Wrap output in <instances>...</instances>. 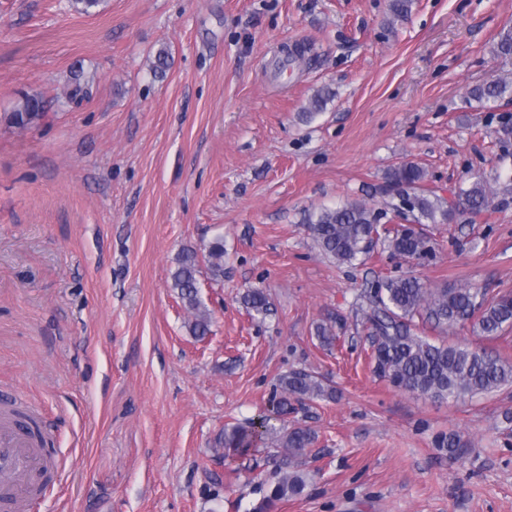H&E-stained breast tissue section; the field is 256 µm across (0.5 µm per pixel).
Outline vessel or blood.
Segmentation results:
<instances>
[{
  "label": "vessel or blood",
  "instance_id": "1",
  "mask_svg": "<svg viewBox=\"0 0 512 512\" xmlns=\"http://www.w3.org/2000/svg\"><path fill=\"white\" fill-rule=\"evenodd\" d=\"M46 449L17 418H0V504L28 512L42 482Z\"/></svg>",
  "mask_w": 512,
  "mask_h": 512
}]
</instances>
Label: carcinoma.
Instances as JSON below:
<instances>
[{
    "mask_svg": "<svg viewBox=\"0 0 512 512\" xmlns=\"http://www.w3.org/2000/svg\"><path fill=\"white\" fill-rule=\"evenodd\" d=\"M512 94V82L491 79L470 91L479 102H499ZM45 112L39 96H26L8 117L15 128L27 129ZM386 180L391 188L401 191L402 205L412 216L411 223L398 228L379 226L382 212L366 204L352 201L325 207L305 216V223L321 253L339 264L363 262L377 245L392 254L410 260H428L434 247L426 233L428 224H446L459 214L477 216L491 207L488 181L482 174L471 177L468 187L459 191L456 205L423 186L425 173L412 162L391 168ZM208 263L214 276L224 275V244L217 238L208 247ZM171 288L177 290L184 309L191 315L190 334L204 338L209 332L210 312L197 286L198 252L185 248L176 259ZM371 313L369 339L373 371L397 389L425 396L433 401L448 402L492 393L512 385V364L485 350L467 344L435 343L418 334L414 318L435 327H451L470 319L485 336H496L512 327V293L491 295L471 283L453 287L428 288L415 274L381 278L362 292ZM243 302L257 316L270 314L267 294L260 288L247 290ZM328 317L315 327L316 338L324 346L336 339L333 323ZM336 389L322 377L305 370L280 375L271 398L278 415L288 413L294 402L333 400ZM272 417L261 415L224 432L217 443L222 455L245 456L260 446L278 449L279 461L275 479L256 512H271L277 503L300 496L308 485V473L302 460L316 440L308 426H296L281 432L271 423ZM438 447L462 457L467 448L459 436L450 434L439 440Z\"/></svg>",
    "mask_w": 512,
    "mask_h": 512,
    "instance_id": "1",
    "label": "carcinoma"
}]
</instances>
